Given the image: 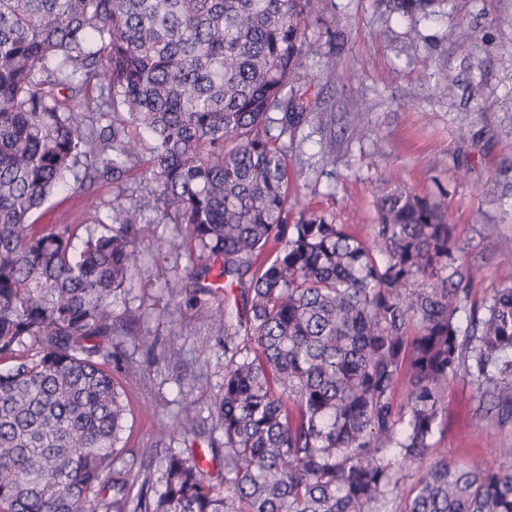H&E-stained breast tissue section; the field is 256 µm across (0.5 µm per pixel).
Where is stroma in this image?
Segmentation results:
<instances>
[{
  "mask_svg": "<svg viewBox=\"0 0 512 512\" xmlns=\"http://www.w3.org/2000/svg\"><path fill=\"white\" fill-rule=\"evenodd\" d=\"M330 59L343 80L296 83L312 109L281 139L288 154L306 160L290 171L300 201L364 236L389 172L422 195L447 191L448 221L465 260L480 273L475 299L512 286V0H437L426 16L390 13L387 0H326L307 29L304 69L316 72ZM358 101L366 110L354 123L350 112ZM490 176L499 182L496 193H477L475 182ZM144 179L138 166L121 184L100 183L89 196L67 188L34 217L40 224L106 217L117 191L141 199ZM143 215L167 246L150 252L132 287L112 299L115 316L142 314L117 336L121 356L112 375L130 408L117 465L139 468V449H157L149 482L154 496L168 453L193 452L210 476L224 472V433L211 414L224 384V335L195 308L176 305L167 287L191 267L188 249L169 220L148 207ZM143 336L156 339L155 350L139 346ZM170 349L178 357H167ZM130 362L140 368L133 378L124 372ZM477 406L466 376L449 379L437 453L512 469V459L500 454L512 447V423L479 425ZM187 412L196 416L199 436H158L157 420L172 423Z\"/></svg>",
  "mask_w": 512,
  "mask_h": 512,
  "instance_id": "stroma-1",
  "label": "stroma"
}]
</instances>
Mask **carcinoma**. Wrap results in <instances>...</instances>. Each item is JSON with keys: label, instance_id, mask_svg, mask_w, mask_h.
Listing matches in <instances>:
<instances>
[{"label": "carcinoma", "instance_id": "cac0c4a2", "mask_svg": "<svg viewBox=\"0 0 512 512\" xmlns=\"http://www.w3.org/2000/svg\"><path fill=\"white\" fill-rule=\"evenodd\" d=\"M320 4L0 0V512H389L398 462L421 472L404 512H512V470L431 458L457 374L479 421L512 422V286L477 302L447 206L396 173L366 237L289 202L304 160L280 138L306 109L288 87ZM140 163L236 305L204 312L224 329V478L172 453L155 497L116 468L127 407L110 370L139 319L114 317L112 296L162 249L155 222L120 193L79 248L74 225L31 220L68 178L86 192ZM210 271H191L194 291ZM174 431L196 418L158 423Z\"/></svg>", "mask_w": 512, "mask_h": 512}]
</instances>
